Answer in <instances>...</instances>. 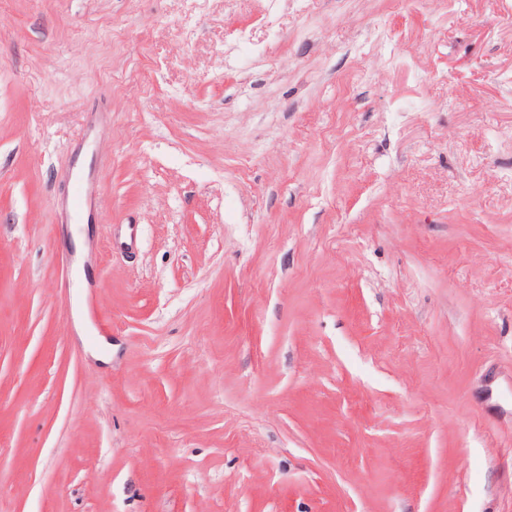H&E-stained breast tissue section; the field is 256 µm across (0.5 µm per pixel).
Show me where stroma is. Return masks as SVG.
Returning a JSON list of instances; mask_svg holds the SVG:
<instances>
[{
	"label": "stroma",
	"instance_id": "obj_1",
	"mask_svg": "<svg viewBox=\"0 0 512 512\" xmlns=\"http://www.w3.org/2000/svg\"><path fill=\"white\" fill-rule=\"evenodd\" d=\"M0 512H512V0H0Z\"/></svg>",
	"mask_w": 512,
	"mask_h": 512
}]
</instances>
